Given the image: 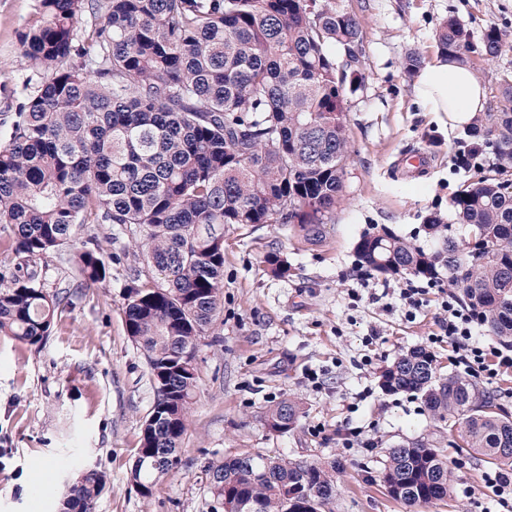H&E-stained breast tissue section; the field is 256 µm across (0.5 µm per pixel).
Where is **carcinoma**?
<instances>
[{
  "mask_svg": "<svg viewBox=\"0 0 512 512\" xmlns=\"http://www.w3.org/2000/svg\"><path fill=\"white\" fill-rule=\"evenodd\" d=\"M41 0V18L20 38L23 56L45 73L0 119V228L11 237L15 272L0 276V335L34 346L52 332L63 297L37 282V262L79 243L86 285L106 281L109 264L88 224H117L146 255L124 311L128 336L144 351L155 389L129 481L148 498L179 462L197 388L195 352L223 305L224 225L288 224L320 242L343 196L352 145L336 48L356 46L363 25L336 0ZM103 20L86 43L77 24ZM443 56L495 58V26L481 45L455 17L437 34ZM495 149L496 176L467 183L451 207L465 235L433 219L440 247L426 253L388 228L355 245L358 265L383 276L434 278L438 269L481 314L486 331L512 344V79L496 111L469 130ZM156 272L160 282L142 273ZM387 392L424 398L433 419L457 425L476 453L512 467V414L469 377L437 372L423 347L380 375ZM298 404L272 405L267 425L292 430ZM336 465L260 452L212 461L211 497L231 512H294L297 489L336 497ZM408 506L447 498L452 470L437 448L406 441L386 450L379 475ZM106 483L86 468L69 487L70 512H94Z\"/></svg>",
  "mask_w": 512,
  "mask_h": 512,
  "instance_id": "obj_1",
  "label": "carcinoma"
}]
</instances>
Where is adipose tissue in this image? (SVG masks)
Segmentation results:
<instances>
[{
	"label": "adipose tissue",
	"instance_id": "ef3b65f1",
	"mask_svg": "<svg viewBox=\"0 0 512 512\" xmlns=\"http://www.w3.org/2000/svg\"><path fill=\"white\" fill-rule=\"evenodd\" d=\"M414 91L425 111L444 113L453 129L470 124L486 98L485 88L471 71L443 57L422 68Z\"/></svg>",
	"mask_w": 512,
	"mask_h": 512
}]
</instances>
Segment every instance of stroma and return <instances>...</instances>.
<instances>
[{"label":"stroma","instance_id":"obj_1","mask_svg":"<svg viewBox=\"0 0 512 512\" xmlns=\"http://www.w3.org/2000/svg\"><path fill=\"white\" fill-rule=\"evenodd\" d=\"M343 2L361 17L364 39L362 82L346 94L353 152L342 202L316 244L285 224L225 227L224 305L196 353L198 388L178 466L148 498L129 481L155 398L124 320L125 290L146 261L127 232L89 224L85 235L112 258L108 280L85 287L73 248L60 249L37 266L41 287L64 296L51 335L35 346L0 335V512H60L80 464L107 476L95 512H214L205 466L246 451L336 464L332 512H512L489 483L495 466L434 421L420 395L379 385L381 370L412 346L429 348L440 373L457 371L447 342L429 341L439 332V303L452 290L447 274L411 315L398 297L402 278L373 273L360 284L355 256L360 237L384 227L435 250L429 218L454 223L450 202L460 188L492 175L489 146L459 166L468 133L424 111L403 61L436 57L438 25L451 15L473 41L490 25L512 41V0ZM39 18V0H0V113L14 111L24 85L43 78L19 44ZM470 67L486 87V111H495L499 81L512 73V48L473 58ZM418 151L430 164L407 173L402 159ZM270 252L287 260V277L269 272ZM284 398L302 413L293 430L280 433L268 428L266 414ZM416 439L442 448L454 473L450 499L407 506L381 487L386 448Z\"/></svg>","mask_w":512,"mask_h":512}]
</instances>
